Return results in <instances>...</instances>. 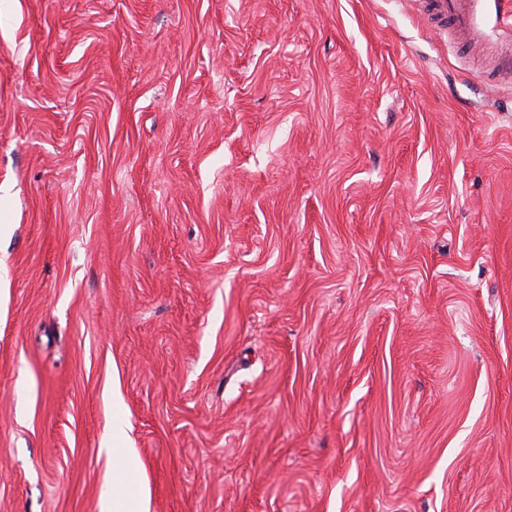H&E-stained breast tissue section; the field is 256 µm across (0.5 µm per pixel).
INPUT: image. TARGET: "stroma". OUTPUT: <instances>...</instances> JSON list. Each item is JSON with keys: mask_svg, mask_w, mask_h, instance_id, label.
<instances>
[{"mask_svg": "<svg viewBox=\"0 0 512 512\" xmlns=\"http://www.w3.org/2000/svg\"><path fill=\"white\" fill-rule=\"evenodd\" d=\"M488 41L512 0H474ZM408 0H0V512H512V79ZM131 426L114 403L112 418V503L105 500L102 512H150L151 494L146 477L136 463Z\"/></svg>", "mask_w": 512, "mask_h": 512, "instance_id": "1", "label": "stroma"}]
</instances>
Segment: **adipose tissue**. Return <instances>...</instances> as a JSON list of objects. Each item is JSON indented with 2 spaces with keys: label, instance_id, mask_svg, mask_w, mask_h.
Masks as SVG:
<instances>
[{
  "label": "adipose tissue",
  "instance_id": "obj_1",
  "mask_svg": "<svg viewBox=\"0 0 512 512\" xmlns=\"http://www.w3.org/2000/svg\"><path fill=\"white\" fill-rule=\"evenodd\" d=\"M131 426L121 412L112 418V499L102 512H150L151 494L136 463Z\"/></svg>",
  "mask_w": 512,
  "mask_h": 512
}]
</instances>
